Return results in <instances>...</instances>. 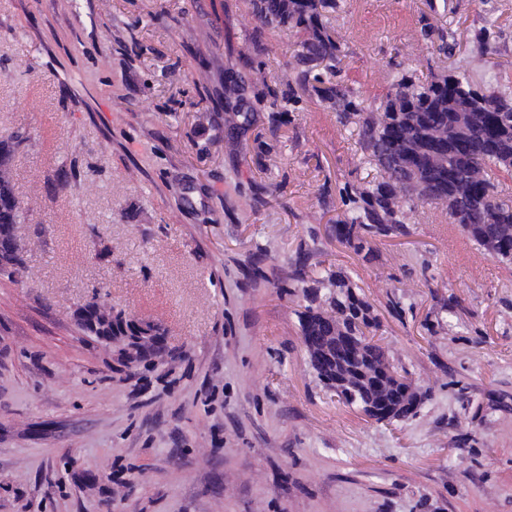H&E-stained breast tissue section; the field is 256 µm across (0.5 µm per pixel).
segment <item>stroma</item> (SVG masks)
<instances>
[{"instance_id":"stroma-1","label":"stroma","mask_w":512,"mask_h":512,"mask_svg":"<svg viewBox=\"0 0 512 512\" xmlns=\"http://www.w3.org/2000/svg\"><path fill=\"white\" fill-rule=\"evenodd\" d=\"M339 0L343 76L381 97L422 17L473 55L481 86L512 87V0ZM249 0H0V138L28 203L26 264L0 277V512H512V265L426 207L369 257L332 240L338 188L379 179L357 128L304 97L247 153L224 139V75L296 50L254 34ZM495 25L496 52L473 37ZM203 84H196L197 75ZM280 197L240 206L272 180ZM344 271L376 338L429 396L390 425L338 402L309 366L280 289L299 249ZM99 296L155 325L134 367L86 335ZM401 315L390 313L389 298Z\"/></svg>"}]
</instances>
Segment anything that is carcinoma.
I'll list each match as a JSON object with an SVG mask.
<instances>
[{"label": "carcinoma", "instance_id": "cac0c4a2", "mask_svg": "<svg viewBox=\"0 0 512 512\" xmlns=\"http://www.w3.org/2000/svg\"><path fill=\"white\" fill-rule=\"evenodd\" d=\"M338 0H251L256 31L296 30L297 50L281 69L279 81L288 93L272 94L268 124L276 132L283 115L296 112L302 102L299 87L316 94L346 125L356 120L360 157L374 163L381 179L364 185L345 184L338 189L340 212L331 225L332 236L355 254H370L386 239L408 234L419 209L441 204L452 223L491 257L512 263V200L501 197L491 177L494 169L512 174V97L483 88L474 79L470 55L456 53L454 36L422 20L413 34V50L433 48L452 58L448 73L421 80L396 65L385 99L375 104L358 94L342 78L346 45L329 26V15ZM254 97L270 89L264 63L251 82ZM245 80L232 74L224 86V129L229 135L245 132L254 121L251 110H242ZM24 137L15 134L0 140V200L14 197L9 164L15 146ZM23 208L0 213V227L14 228L18 243L0 275L12 276L23 264L20 224ZM310 253L300 250L288 270V288L302 292L307 304L296 312L303 345L308 337L320 339L318 349L329 348L336 363L353 355L344 383H331L334 364L313 363L311 368L340 401L359 406L375 403L377 387L397 399L394 421L417 415L427 393L413 386L408 372H399L389 352L373 340L379 326L372 305L353 292L341 271L308 284ZM358 337L349 351L342 337Z\"/></svg>", "mask_w": 512, "mask_h": 512}]
</instances>
